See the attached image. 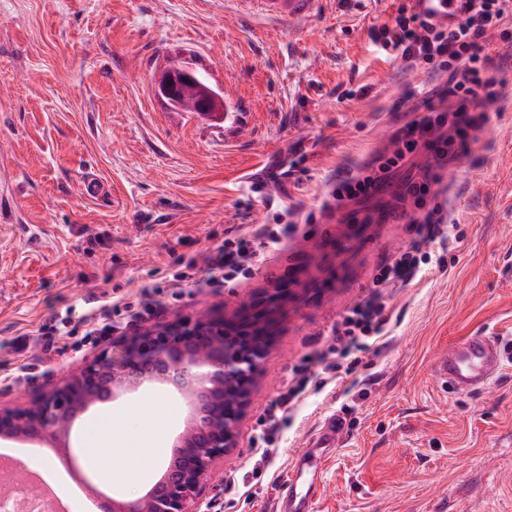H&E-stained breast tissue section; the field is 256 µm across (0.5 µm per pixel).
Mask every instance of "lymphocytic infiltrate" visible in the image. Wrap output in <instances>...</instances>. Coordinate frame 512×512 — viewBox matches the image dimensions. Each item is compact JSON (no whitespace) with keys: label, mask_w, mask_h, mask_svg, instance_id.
Returning <instances> with one entry per match:
<instances>
[{"label":"lymphocytic infiltrate","mask_w":512,"mask_h":512,"mask_svg":"<svg viewBox=\"0 0 512 512\" xmlns=\"http://www.w3.org/2000/svg\"><path fill=\"white\" fill-rule=\"evenodd\" d=\"M492 29L498 30L503 39L512 38V0H475L472 12L449 31L418 20L407 5H399L393 24L375 31L373 41L391 60L446 72L448 84L424 100L420 116L397 130L392 153L379 155L358 168L338 171L330 182L332 190L323 200V208L374 196L417 150L430 151L441 165L467 150L474 111L482 99L496 95L498 79L491 74L492 59L485 46V37ZM450 98L456 99L455 108H447ZM437 182V176L426 172L405 183L403 198L412 199L424 212L417 227L419 240L379 268L372 278L369 297L353 305L336 322L326 348L313 352V361L322 365L325 374L336 373L341 359L365 349L369 339L382 335L391 321L388 294L422 278L432 261L424 243L446 238L452 215L447 201L439 200L433 189ZM266 205L279 211L281 222L257 224L225 239L208 257L206 286L218 288L236 276L252 274L296 235L298 226L290 221L295 208L277 197L267 199Z\"/></svg>","instance_id":"f902f5d3"}]
</instances>
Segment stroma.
<instances>
[{"instance_id": "35a3bbf8", "label": "stroma", "mask_w": 512, "mask_h": 512, "mask_svg": "<svg viewBox=\"0 0 512 512\" xmlns=\"http://www.w3.org/2000/svg\"><path fill=\"white\" fill-rule=\"evenodd\" d=\"M403 0H326L289 28L236 0H0V373L17 367L18 337L38 353L65 325L48 373L0 384V407H24L61 386L112 338L177 319L275 314L238 442L203 485L208 512H274L276 494L322 422L342 414L345 433L325 463L316 512H512V43L490 39L502 81L467 152L437 168L460 236L430 244L443 264L397 289L384 336L353 372L321 385L310 359L343 313L366 298L376 270L415 238L391 206L414 154L382 191L341 211L320 210L328 179L391 148L421 95L447 75L388 60L371 38ZM191 63L241 112L243 133L223 117L172 112L151 91L166 62ZM407 102L391 111L398 97ZM293 178L251 190L276 165ZM94 175L108 189L90 196ZM314 212L308 236L253 276L224 288H169L163 273L196 259L199 274L224 239L271 224L265 195ZM161 313L113 332H88L93 300L138 298ZM493 333L504 361L490 391L449 393L435 354ZM306 373L302 407L272 446L260 420L285 383ZM112 414L127 432L111 448L149 457L161 473L185 424L186 401L153 385L92 404L65 440L81 455L86 422ZM267 449L260 475L229 487Z\"/></svg>"}]
</instances>
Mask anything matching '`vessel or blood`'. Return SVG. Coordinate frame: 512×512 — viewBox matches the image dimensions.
<instances>
[{
	"label": "vessel or blood",
	"instance_id": "b4317fda",
	"mask_svg": "<svg viewBox=\"0 0 512 512\" xmlns=\"http://www.w3.org/2000/svg\"><path fill=\"white\" fill-rule=\"evenodd\" d=\"M261 11L286 19L297 27L316 16L324 0H256ZM413 13L440 28H450L471 10L470 0H410ZM503 362L499 337L477 334L439 351L433 361L436 381L443 387L463 393L475 388L488 389ZM341 415L328 417L317 433L313 448L297 454L291 476L283 482L277 500L288 512H313L319 477L326 462V451L335 448L343 430Z\"/></svg>",
	"mask_w": 512,
	"mask_h": 512
}]
</instances>
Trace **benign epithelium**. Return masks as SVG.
Returning <instances> with one entry per match:
<instances>
[{
	"instance_id": "1",
	"label": "benign epithelium",
	"mask_w": 512,
	"mask_h": 512,
	"mask_svg": "<svg viewBox=\"0 0 512 512\" xmlns=\"http://www.w3.org/2000/svg\"><path fill=\"white\" fill-rule=\"evenodd\" d=\"M187 87L198 92L199 114L224 111V97L185 62L172 61L161 69L153 89L174 109ZM257 324L201 316L114 339L38 406L0 408V439L58 440L96 402L134 393L151 382L168 386L185 394L189 406L169 463L144 496L117 497L106 512H202L203 484L216 461L237 445L254 376L266 355Z\"/></svg>"
}]
</instances>
